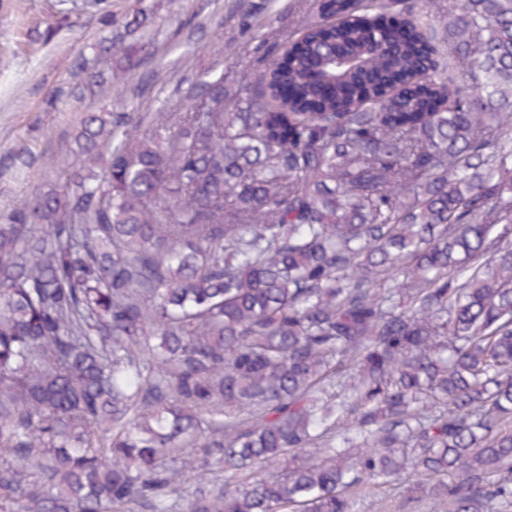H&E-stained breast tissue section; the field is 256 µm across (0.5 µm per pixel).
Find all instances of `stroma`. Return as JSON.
Returning a JSON list of instances; mask_svg holds the SVG:
<instances>
[{
	"instance_id": "1",
	"label": "stroma",
	"mask_w": 512,
	"mask_h": 512,
	"mask_svg": "<svg viewBox=\"0 0 512 512\" xmlns=\"http://www.w3.org/2000/svg\"><path fill=\"white\" fill-rule=\"evenodd\" d=\"M311 0H0V215L62 181L46 157L79 164L72 135L83 113L134 112L143 123L177 112L190 85L213 73L240 79L259 67ZM150 53L122 93L111 83L82 93L101 42L124 32L136 13ZM351 512H431L406 485L364 488Z\"/></svg>"
}]
</instances>
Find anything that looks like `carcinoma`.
I'll return each instance as SVG.
<instances>
[{
	"label": "carcinoma",
	"mask_w": 512,
	"mask_h": 512,
	"mask_svg": "<svg viewBox=\"0 0 512 512\" xmlns=\"http://www.w3.org/2000/svg\"><path fill=\"white\" fill-rule=\"evenodd\" d=\"M187 100L0 217V512H509L512 0H313ZM351 512H432L430 501L407 490L406 484L364 488L351 494Z\"/></svg>",
	"instance_id": "1"
}]
</instances>
